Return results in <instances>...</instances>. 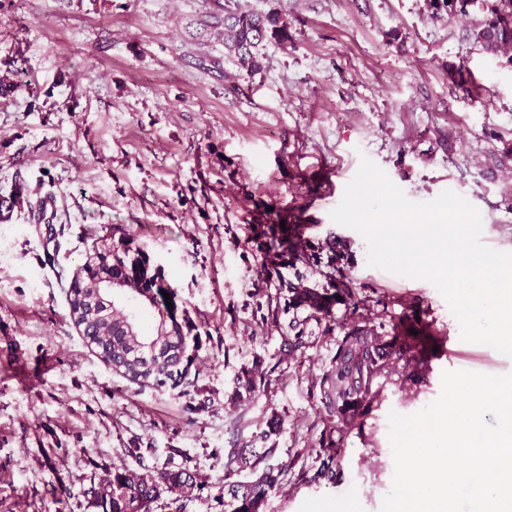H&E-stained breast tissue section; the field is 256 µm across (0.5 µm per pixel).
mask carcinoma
I'll return each mask as SVG.
<instances>
[{
    "label": "carcinoma",
    "instance_id": "cac0c4a2",
    "mask_svg": "<svg viewBox=\"0 0 512 512\" xmlns=\"http://www.w3.org/2000/svg\"><path fill=\"white\" fill-rule=\"evenodd\" d=\"M470 0H429L437 11H445L450 17L467 13ZM218 12L209 15L211 21L202 26L211 28L224 43V53L236 59L240 70L252 75L262 69L263 56L260 46L268 39H288V21L277 11L259 13L246 9L241 0H224L217 3ZM475 40L488 53H499L512 63V0H493L488 16L473 29ZM119 236L122 251H112L106 259L112 267L125 265L128 251L133 249L134 238L118 227L110 229L101 239ZM90 276L74 281L68 294L71 299L70 316L84 325L85 338L94 345L102 360L120 368V372L142 385L163 387L191 385L188 374L191 360L184 352L168 353V348L181 347L183 325L176 324L167 336H154L141 330L139 314L125 311L122 294H107L111 301L109 318L94 317L91 311L79 312L83 298L91 294L93 278ZM376 333L365 326H353L345 333L336 354V379L344 397L368 396L373 377L382 365L377 363ZM273 453L267 448L259 453L253 448H234L229 454L227 472L224 475V512H261L268 492L277 483L274 469L264 465L266 457ZM202 488L197 473L187 468L163 469L152 477L134 471L115 472L99 487L91 489L93 504L103 512H154L155 505L166 492L177 489Z\"/></svg>",
    "mask_w": 512,
    "mask_h": 512
}]
</instances>
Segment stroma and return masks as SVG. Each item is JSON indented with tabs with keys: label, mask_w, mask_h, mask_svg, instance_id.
I'll list each match as a JSON object with an SVG mask.
<instances>
[{
	"label": "stroma",
	"mask_w": 512,
	"mask_h": 512,
	"mask_svg": "<svg viewBox=\"0 0 512 512\" xmlns=\"http://www.w3.org/2000/svg\"><path fill=\"white\" fill-rule=\"evenodd\" d=\"M242 3L289 27L252 76L202 31L214 0H0V198L25 199L0 216V512H99L89 490L115 471L181 466L204 487L158 512H224L243 447L272 451L264 512H380L389 412L426 407L446 371L512 372L461 339L432 283L368 266L330 217L367 157L413 201L464 197L512 252V64L472 36L490 0L452 18L428 0ZM39 196L51 222L29 213ZM272 210L305 227L310 261L271 264ZM112 226L188 316L189 392L124 378L70 317L68 284ZM331 279L380 340L413 337L346 413L323 380L354 312L293 301Z\"/></svg>",
	"instance_id": "obj_1"
}]
</instances>
